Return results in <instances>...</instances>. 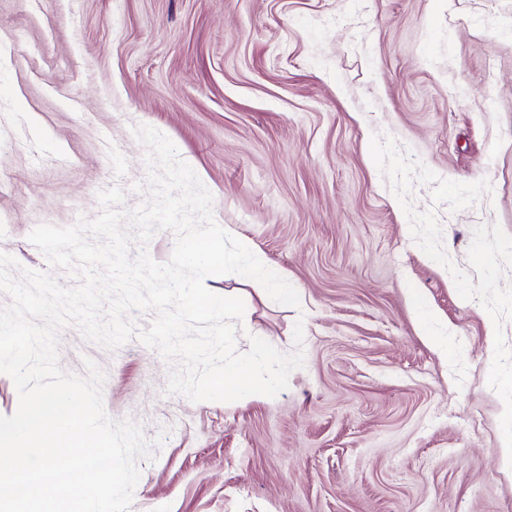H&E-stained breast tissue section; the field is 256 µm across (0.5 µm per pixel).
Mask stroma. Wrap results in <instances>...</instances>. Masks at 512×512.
<instances>
[{
    "label": "stroma",
    "instance_id": "35a3bbf8",
    "mask_svg": "<svg viewBox=\"0 0 512 512\" xmlns=\"http://www.w3.org/2000/svg\"><path fill=\"white\" fill-rule=\"evenodd\" d=\"M143 125L299 295L208 277L245 303L237 352L254 335L305 362L276 397L194 403L138 337L107 349L64 327L62 370L95 362L108 417L149 445L128 512H512L492 320L420 249L370 155L388 135L441 178L489 181L455 212L412 190L460 270L476 228L512 235V0H0V252L47 270L37 225L97 217L112 186L143 203Z\"/></svg>",
    "mask_w": 512,
    "mask_h": 512
}]
</instances>
